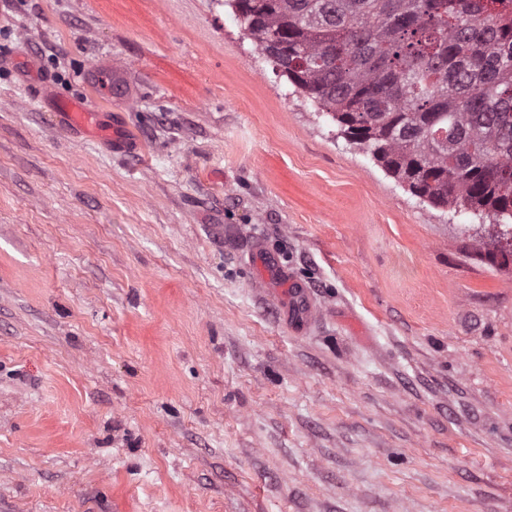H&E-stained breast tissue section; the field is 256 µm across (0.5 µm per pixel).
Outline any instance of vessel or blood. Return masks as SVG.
I'll use <instances>...</instances> for the list:
<instances>
[{"instance_id":"1","label":"vessel or blood","mask_w":512,"mask_h":512,"mask_svg":"<svg viewBox=\"0 0 512 512\" xmlns=\"http://www.w3.org/2000/svg\"><path fill=\"white\" fill-rule=\"evenodd\" d=\"M41 96L55 101L66 129L85 130L88 125L104 126L105 113L79 100L55 95L51 87H43ZM255 263L259 269L260 282L266 291L278 294L276 313L279 319L288 323L292 330H306L320 315L311 291L295 279L282 265L279 254L271 249L257 247Z\"/></svg>"}]
</instances>
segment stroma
<instances>
[{
	"label": "stroma",
	"instance_id": "obj_1",
	"mask_svg": "<svg viewBox=\"0 0 512 512\" xmlns=\"http://www.w3.org/2000/svg\"><path fill=\"white\" fill-rule=\"evenodd\" d=\"M44 80L136 153L62 130ZM492 232L350 141L228 0H0V512H512ZM260 242L321 306L304 333Z\"/></svg>",
	"mask_w": 512,
	"mask_h": 512
}]
</instances>
